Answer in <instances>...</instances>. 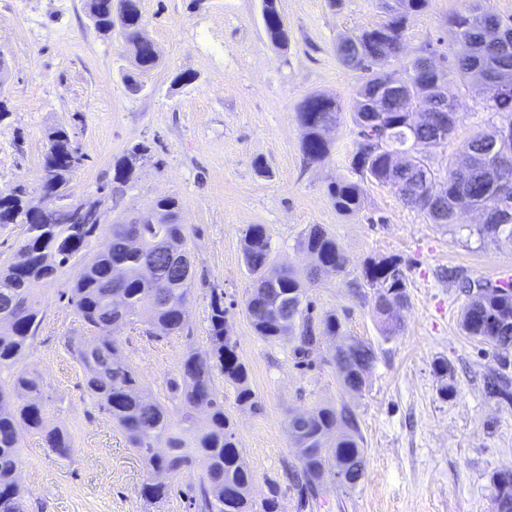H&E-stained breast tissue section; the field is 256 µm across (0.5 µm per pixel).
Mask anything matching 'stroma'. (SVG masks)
Returning <instances> with one entry per match:
<instances>
[{
	"label": "stroma",
	"instance_id": "stroma-1",
	"mask_svg": "<svg viewBox=\"0 0 512 512\" xmlns=\"http://www.w3.org/2000/svg\"><path fill=\"white\" fill-rule=\"evenodd\" d=\"M468 0H431L407 21L403 55L387 68L400 74L425 47L451 67L449 14ZM288 47L268 40L260 0H141L146 31L160 63L130 94L122 79L129 66L116 37L99 32L85 0H0V54L9 78L0 99V195L17 185L38 193L48 134L65 130L85 156L70 181L77 198L102 199L117 213L133 212L160 196L176 197L181 221L194 237L195 286L186 320L190 337H147L124 327L116 336L154 396L165 393L187 345H208L209 291L224 294L226 329L237 345L257 408L238 405L235 389L216 378L239 446L254 473L251 495L277 490L280 512H494L492 477L512 470V404L488 393L483 378L495 365L491 346L460 327L466 297L459 277L511 279L512 247L483 242L473 227L480 215L465 212L458 224L440 226L407 206L388 185L365 186L361 210L339 213L330 183L353 178L358 138L349 118L352 90L365 76L336 55L341 36L385 21L384 0H279ZM191 73V86L172 83ZM462 120L448 141L449 154L494 121L482 90L462 91ZM335 98L344 118L330 132V156L308 162L301 150L297 111L312 93ZM149 149L138 182L120 199L111 195L113 165L135 145ZM262 224L271 235L273 264L305 275L310 265L297 242L313 224L341 245L342 273L307 289L316 313L336 312L347 335L371 343L376 360L361 392H346L332 361L334 343L323 339L309 365L297 366L295 341L258 338L244 305L251 286L242 256L246 228ZM395 257L407 276L403 328L383 339L372 312L363 270L371 260ZM78 273L65 268L39 284L41 330L24 364L45 380L48 425L66 430L69 456L24 433L19 478L28 491L27 512H145L140 496L152 479L136 452L99 413L84 386L81 366L65 340L83 332L62 293ZM448 375L435 369L439 360ZM453 386L452 396L442 387ZM349 406L366 450L365 475L355 490L330 483L300 509L291 414L319 406Z\"/></svg>",
	"mask_w": 512,
	"mask_h": 512
}]
</instances>
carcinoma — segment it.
Wrapping results in <instances>:
<instances>
[{"label": "carcinoma", "instance_id": "obj_1", "mask_svg": "<svg viewBox=\"0 0 512 512\" xmlns=\"http://www.w3.org/2000/svg\"><path fill=\"white\" fill-rule=\"evenodd\" d=\"M400 10L389 12L377 27L364 29L336 45L337 55L347 65L368 71L356 87L353 123L358 140L352 159L356 180L333 182L328 194L336 210L345 215L357 213L363 204L366 182L392 186L404 203L423 214L432 224L461 223L460 197L471 207L486 212V221L476 225L479 238L497 246H512V197L498 193L499 180L512 183V95L503 96L486 88V108L500 117L499 126L508 128L498 149L474 158L471 168L460 174L452 160L441 164L435 155L410 153L411 142L444 150L448 139L436 141L430 128L412 127L404 120V108L437 98L442 77L427 71H406L402 79L385 65L403 44L407 17L425 9L429 0H399ZM99 0L86 3L95 27L116 33L122 40L129 62L124 82L139 93L142 78L159 65L158 55L142 37L145 24L139 0H121L122 17L114 23L112 12L99 8ZM261 18L270 42L280 48L288 44V30L278 10L277 0H261ZM448 39L457 47L450 74L465 90L478 84V77H501L512 81V20L505 21L481 11L479 0L463 12L448 16ZM402 80L404 93L389 100L385 112L373 111L376 96ZM303 130L301 149L311 163L325 161L331 144L325 138L328 121H340L342 112L336 100L326 94L308 96L297 113ZM497 126V127H499ZM478 131L463 144V152H477L495 135ZM148 152L135 146L118 158L112 176V193L123 194L135 187L137 159ZM444 185L442 200L431 197L434 183ZM20 186L0 200V224H14L34 202ZM129 223L125 216L111 224H73L63 211L49 214L44 224L28 225L17 257L0 263V512H26L27 493L18 473V448L22 429L43 438L47 447L66 456L73 447L65 430L45 422L42 393L44 380L34 368L17 367L25 350L37 336L44 320L36 285L55 280L72 262L81 265L73 284L64 293L87 333L70 336L67 351L82 367L87 392L124 435L128 446L144 460L154 475L141 495L151 505L167 499L170 480L205 463L199 476L192 505L195 512H278L276 496L257 502L250 496L254 475L238 449L233 423L224 411V397L215 385V375L235 386L241 405H257L248 385V370L241 361L236 343L225 331L224 294L211 292L209 302V346L191 349L180 361L177 372L167 380L166 396L146 395L136 371L114 333L139 324L155 339L181 334L186 326V308L195 273L183 280L166 275L171 265L191 261V233L181 223L180 205L174 197L152 200ZM102 233L99 248L90 242ZM270 233L262 224L250 225L243 238L245 267L252 287L245 301V312L256 336L265 342H279L291 336L296 351L307 355L320 344V337L347 341L334 355L342 386L350 391L361 388L374 359L370 345L344 334L337 314L327 312L313 323L309 304L300 314L283 311L287 300L306 296L303 282L293 270L271 265ZM300 247L319 273L338 274L345 256L336 238L318 224L301 235ZM365 285L373 290V310L385 325V338L399 328L397 314L390 304L407 303L406 274L398 260L383 258L369 262L363 274ZM467 297L462 312L464 332L492 345L498 351V367L489 386L501 400L512 404V282L467 280L460 285ZM288 432L297 445L302 489L314 494L332 482L336 470L364 466L365 449L355 414L346 406L317 407L302 421L288 419ZM332 449L333 459L317 453ZM496 512H512V472L493 477Z\"/></svg>", "mask_w": 512, "mask_h": 512}]
</instances>
